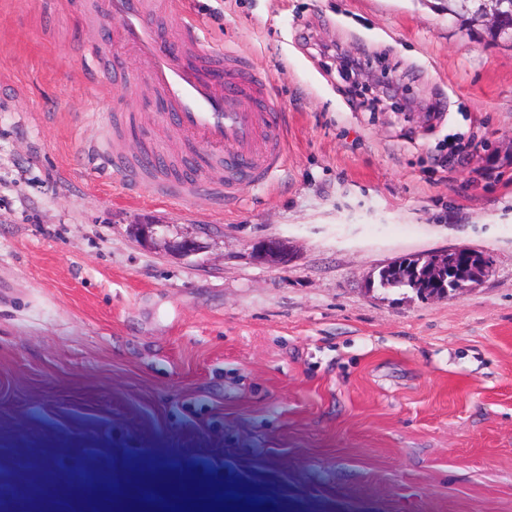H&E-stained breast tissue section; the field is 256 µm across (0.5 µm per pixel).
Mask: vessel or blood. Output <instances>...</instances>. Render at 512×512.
Returning a JSON list of instances; mask_svg holds the SVG:
<instances>
[{"label": "vessel or blood", "mask_w": 512, "mask_h": 512, "mask_svg": "<svg viewBox=\"0 0 512 512\" xmlns=\"http://www.w3.org/2000/svg\"><path fill=\"white\" fill-rule=\"evenodd\" d=\"M107 7L125 19L121 39L138 60L137 72L125 76L127 84L154 89L160 121L205 149L219 172L205 182L154 183L155 196L184 201L205 189L231 200L243 184L275 179L286 161L284 130L266 75L245 56L202 46L190 19L165 31L160 19L174 12L175 0H108ZM100 158L113 175L144 177L122 149L102 150Z\"/></svg>", "instance_id": "vessel-or-blood-1"}]
</instances>
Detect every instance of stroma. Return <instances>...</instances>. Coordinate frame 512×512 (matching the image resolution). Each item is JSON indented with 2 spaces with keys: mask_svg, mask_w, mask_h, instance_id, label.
<instances>
[{
  "mask_svg": "<svg viewBox=\"0 0 512 512\" xmlns=\"http://www.w3.org/2000/svg\"><path fill=\"white\" fill-rule=\"evenodd\" d=\"M85 0H0V480L111 493L152 462L277 512H512V45L448 0H178L272 80L287 164L236 201L152 199L103 168L188 147L81 53L134 55ZM360 58L356 95L334 57ZM150 224L153 235L136 227ZM191 238L189 256L172 247ZM290 259L271 262L268 240ZM456 246L460 297L371 287ZM100 159L106 166H112V174L119 177H126L131 180H142L144 174L142 167L134 161H129L124 150L118 146H112V150L108 148L99 153Z\"/></svg>",
  "mask_w": 512,
  "mask_h": 512,
  "instance_id": "obj_1",
  "label": "stroma"
}]
</instances>
